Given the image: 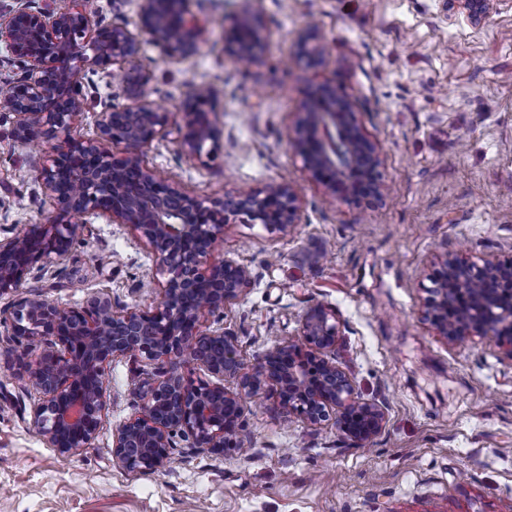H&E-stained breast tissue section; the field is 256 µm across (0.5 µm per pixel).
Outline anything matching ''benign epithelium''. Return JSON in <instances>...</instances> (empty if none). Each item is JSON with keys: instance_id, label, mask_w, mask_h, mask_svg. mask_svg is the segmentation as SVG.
Returning <instances> with one entry per match:
<instances>
[{"instance_id": "obj_1", "label": "benign epithelium", "mask_w": 512, "mask_h": 512, "mask_svg": "<svg viewBox=\"0 0 512 512\" xmlns=\"http://www.w3.org/2000/svg\"><path fill=\"white\" fill-rule=\"evenodd\" d=\"M189 0H135L133 25H105L88 0H69L60 10H33L21 3L0 21L5 43L20 69L0 97V112L15 118L14 136L40 146L62 139L36 177L57 215L47 224H28L0 237V341L10 348L41 346L24 365L30 390L34 432L61 455L89 447L105 422L106 369L119 357L160 361L168 368L139 380L135 395L141 411L112 433V462L130 473H151L171 461L173 439L191 441L198 452L222 453L241 436L243 395L263 382L272 385L285 418L313 426L333 425L354 447L380 433L384 408L357 396L350 376L336 366V312L307 308L298 320V339L279 344L262 357L259 373L244 375L238 340L220 325L199 330L200 313H221L251 282L247 266L212 258L226 224H261L289 235L301 223L295 188L273 180L262 189L211 201L192 195L148 166L142 149L162 134L172 113L148 98L151 73L139 63L143 40L151 39L174 59L197 53L203 26L188 9ZM492 0H448L451 15L481 23ZM265 36L254 11L224 21V47L237 60L254 63ZM297 58L308 67L326 61L323 37L311 24L297 39ZM112 79L93 138L76 133L86 97L76 75L82 69ZM190 91L183 105L186 133L181 154L200 159L215 153L216 134L206 115L212 96ZM323 97L302 102L289 137L305 170L335 202L353 204L371 185L381 201L388 197L381 179L378 140L369 136L351 100L330 87ZM122 97L123 104L113 103ZM213 143L206 148L207 143ZM122 144L116 156L111 145ZM76 214L102 218L129 228L148 245L151 282L160 300L149 310L120 309L105 293L92 294L80 307H64L19 288L32 272L59 264L79 240L84 225ZM427 288L425 314L438 335L455 343L493 336L512 358V262L443 253ZM220 379L216 384L188 380L178 368L188 362Z\"/></svg>"}]
</instances>
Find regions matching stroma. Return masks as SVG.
<instances>
[{"label":"stroma","mask_w":512,"mask_h":512,"mask_svg":"<svg viewBox=\"0 0 512 512\" xmlns=\"http://www.w3.org/2000/svg\"><path fill=\"white\" fill-rule=\"evenodd\" d=\"M209 20L197 54L180 60L145 43L151 99L173 113L144 148L149 166L212 200L284 180L302 222L285 236L228 224L214 258L249 266L253 283L223 317L238 337L245 374L294 338L320 303L339 323L334 357L362 399L386 406L365 447L334 427L275 409L270 384L244 399L242 453H196L176 441L169 466L133 475L112 463V433L140 410L133 389L157 363L117 358L106 369L107 416L90 448L63 457L30 426L34 398L15 353L0 346V512H512V359L492 337L451 344L423 316L437 254L512 258V0H495L474 26L443 0H193ZM259 11L266 38L244 68L224 50V22ZM316 23L326 63L313 77L295 61L297 34ZM328 79L355 101L384 156L387 203L332 202L287 140L297 108ZM213 89V159L178 151L181 106L195 85ZM0 112V235L55 212L35 180L44 151L13 136ZM152 257L129 228L96 220L61 264L22 285L78 306L107 293L119 307L150 309Z\"/></svg>","instance_id":"35a3bbf8"}]
</instances>
